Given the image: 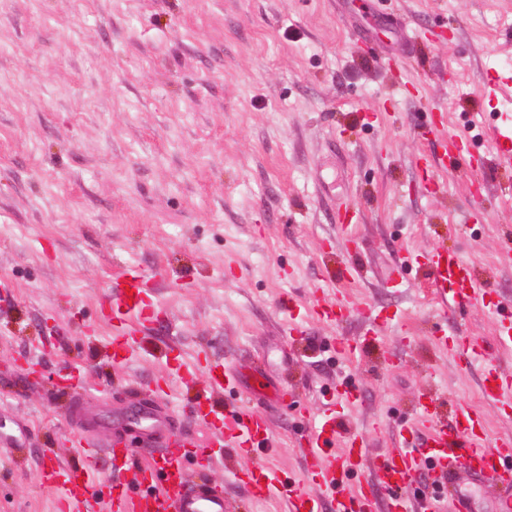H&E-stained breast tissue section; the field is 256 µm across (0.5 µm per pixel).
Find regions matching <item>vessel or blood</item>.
<instances>
[{
  "mask_svg": "<svg viewBox=\"0 0 512 512\" xmlns=\"http://www.w3.org/2000/svg\"><path fill=\"white\" fill-rule=\"evenodd\" d=\"M482 92L489 100L512 103V76L487 72ZM493 143L497 167L512 169V114L501 115L500 124L483 129ZM465 137L451 136L443 142L439 158L442 169H470L464 148ZM406 263L424 264L433 278L438 302L453 310L467 306L485 309L494 323L498 345L512 350V301L501 296L460 254L432 251L407 254ZM115 288L104 291L100 307L113 322L107 349L113 362L126 360L141 321L149 277L135 268L118 273ZM314 314L326 321L347 316L365 319L369 328L360 338L342 339L336 352L344 360L365 353L379 342L388 319L382 311L365 307L351 297L320 298ZM456 354L465 364L485 362L481 383L484 405L512 409V367L487 361L479 340L459 347ZM240 384L237 370L229 364L209 369V388L233 392ZM318 413L309 418L301 439L305 460L304 478L296 480L281 469L261 465L235 472L258 502L282 499L285 512H441V501L458 471L488 480L500 489L496 512H512V437L487 442L482 408L458 405L450 424L437 423L439 398L422 392L412 421L402 423L394 448L370 457L368 443L356 432L342 429L346 411L361 405L347 381H339L324 394ZM191 413L211 426L207 441H199L189 431L174 430L168 415L153 406H143L141 428L160 452L139 465L129 464V449L119 443L99 444L91 431H84L77 444L83 448L81 463L51 461L42 472V482L55 494L57 512H225L224 494L204 485H190L185 475L187 456L197 455L213 463L222 460L229 448H263L269 443V413L231 411L217 413L211 400L193 404ZM112 460L111 469H101L100 456ZM426 483L431 492L419 498L406 492L417 483Z\"/></svg>",
  "mask_w": 512,
  "mask_h": 512,
  "instance_id": "1",
  "label": "vessel or blood"
}]
</instances>
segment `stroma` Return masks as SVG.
<instances>
[{
    "mask_svg": "<svg viewBox=\"0 0 512 512\" xmlns=\"http://www.w3.org/2000/svg\"><path fill=\"white\" fill-rule=\"evenodd\" d=\"M489 69L512 75V0H0V512H52L41 473L78 460L84 423L148 459L156 445L124 432L144 398L206 441L183 409L213 358L247 378L219 406L273 412L268 450L187 467L223 487L226 512H283L232 473L300 476L305 415L339 376L364 398L344 427L374 456L425 389L443 423L480 404V366L434 338L479 337L512 363L491 318L442 319L426 269L390 274L406 252L451 249L512 299V266L496 263L512 170L433 161L437 129L464 132V113L499 123L480 91ZM473 208L483 223L466 222ZM128 265L153 277L154 312L118 367L99 298ZM348 265L361 276L346 293L397 315L351 363L331 344L361 336L360 318H308L293 341L283 313ZM70 369L89 387L80 424L62 416ZM498 497L464 472L445 512H495Z\"/></svg>",
    "mask_w": 512,
    "mask_h": 512,
    "instance_id": "35a3bbf8",
    "label": "stroma"
}]
</instances>
